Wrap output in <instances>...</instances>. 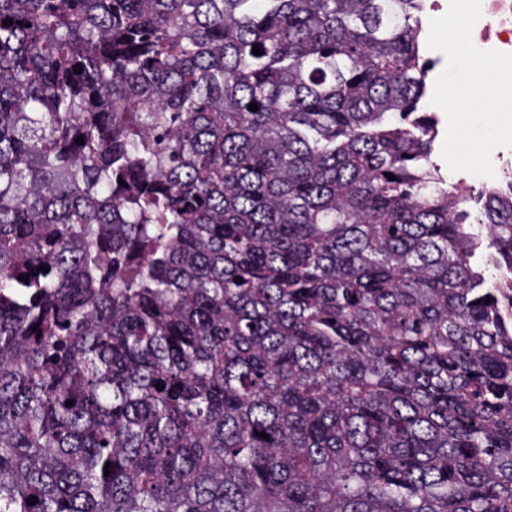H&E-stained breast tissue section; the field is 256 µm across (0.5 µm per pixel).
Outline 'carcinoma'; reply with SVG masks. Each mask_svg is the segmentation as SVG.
Returning a JSON list of instances; mask_svg holds the SVG:
<instances>
[{"mask_svg": "<svg viewBox=\"0 0 512 512\" xmlns=\"http://www.w3.org/2000/svg\"><path fill=\"white\" fill-rule=\"evenodd\" d=\"M423 7L0 0V512H512ZM429 3L430 0L425 1L426 9H424L423 13L421 14L424 32L422 33L420 39L419 54L421 61L429 59L432 64L431 67L428 68V71L425 75L426 91L418 105V109L419 112H427L428 115H431L435 122L436 135L430 145V160L441 168V172L447 180L446 187H448V192H455L459 194L458 190L461 185L469 186L471 184L469 176L470 173L451 172L444 163L441 157V149L446 135L447 118L445 113L440 108L430 103L435 78L446 67L447 60L442 52L430 50L427 47L426 42L430 25V12L428 10Z\"/></svg>", "mask_w": 512, "mask_h": 512, "instance_id": "cac0c4a2", "label": "carcinoma"}]
</instances>
